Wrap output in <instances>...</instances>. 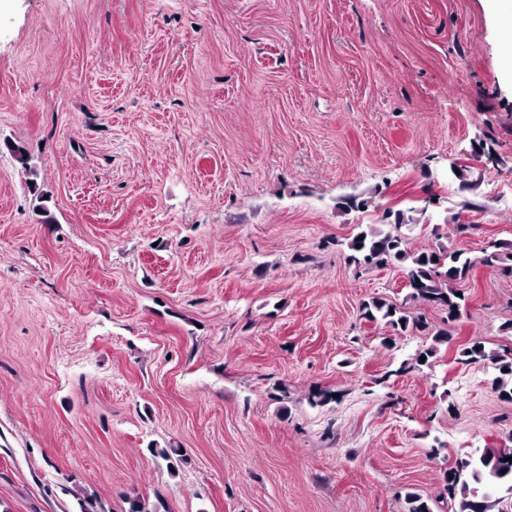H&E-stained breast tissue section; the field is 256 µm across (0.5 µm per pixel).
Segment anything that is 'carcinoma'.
I'll return each instance as SVG.
<instances>
[{
  "mask_svg": "<svg viewBox=\"0 0 512 512\" xmlns=\"http://www.w3.org/2000/svg\"><path fill=\"white\" fill-rule=\"evenodd\" d=\"M402 221L388 228L369 227L357 233L349 243V264L357 268H382L398 264L409 281L410 298L423 303H433L445 311L448 318L455 319L461 313L462 297L457 295L453 282L465 276L471 260L461 249L449 250L442 246L435 249L412 252L407 246V237L401 232ZM361 247H356V244ZM483 261L491 267H499L512 274V245L491 242L484 251ZM363 316L370 321L386 322L395 334L408 329H421L425 321L420 314L412 315L400 307L373 298L362 304ZM489 361L498 371L494 379L502 398L512 402V354L488 351L475 342L461 352V362L477 363ZM512 448H485L474 459L459 461L458 467L448 470L446 489L448 497L456 505L455 512H512V502L495 496L494 489L512 484Z\"/></svg>",
  "mask_w": 512,
  "mask_h": 512,
  "instance_id": "cac0c4a2",
  "label": "carcinoma"
}]
</instances>
